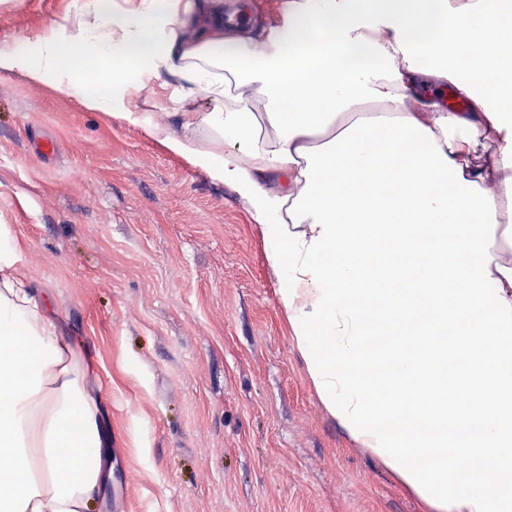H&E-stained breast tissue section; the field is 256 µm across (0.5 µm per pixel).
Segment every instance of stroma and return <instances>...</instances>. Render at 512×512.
Here are the masks:
<instances>
[{"label": "stroma", "instance_id": "stroma-1", "mask_svg": "<svg viewBox=\"0 0 512 512\" xmlns=\"http://www.w3.org/2000/svg\"><path fill=\"white\" fill-rule=\"evenodd\" d=\"M83 6L0 0V53ZM1 224L99 360L113 479L91 512H433L324 407L238 194L141 126L1 70Z\"/></svg>", "mask_w": 512, "mask_h": 512}]
</instances>
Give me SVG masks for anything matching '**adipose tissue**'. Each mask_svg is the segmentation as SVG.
I'll list each match as a JSON object with an SVG mask.
<instances>
[{
  "label": "adipose tissue",
  "mask_w": 512,
  "mask_h": 512,
  "mask_svg": "<svg viewBox=\"0 0 512 512\" xmlns=\"http://www.w3.org/2000/svg\"><path fill=\"white\" fill-rule=\"evenodd\" d=\"M36 45L0 53V70L61 75L245 201L308 375L356 441L434 512L512 508V483L457 474L466 456L512 474L497 244L512 239V0H290L262 42L226 26L219 0H86L73 32ZM88 62L98 74L68 82ZM141 71L177 78L172 111H133ZM430 74L469 111L414 96ZM22 253L1 224L0 512H85L111 475L97 364L29 293ZM372 327L387 348H367Z\"/></svg>",
  "instance_id": "adipose-tissue-1"
}]
</instances>
